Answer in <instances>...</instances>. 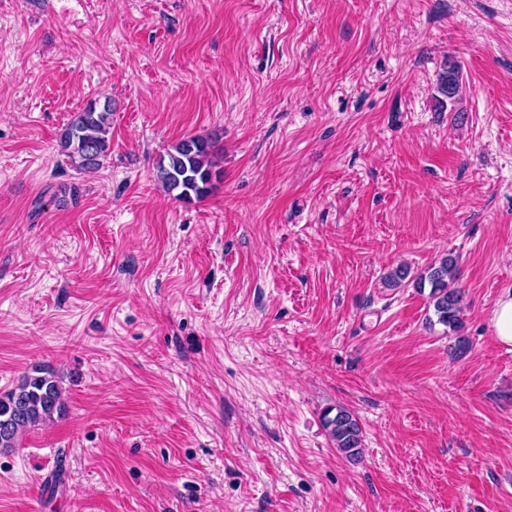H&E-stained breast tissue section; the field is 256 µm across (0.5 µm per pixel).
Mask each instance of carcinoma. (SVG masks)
Returning a JSON list of instances; mask_svg holds the SVG:
<instances>
[{"label": "carcinoma", "mask_w": 512, "mask_h": 512, "mask_svg": "<svg viewBox=\"0 0 512 512\" xmlns=\"http://www.w3.org/2000/svg\"><path fill=\"white\" fill-rule=\"evenodd\" d=\"M459 89V68L450 63L439 78L438 92L452 101ZM111 125L112 101L105 100L101 107L91 103L74 113L61 133V147L69 151V156L78 158L81 167L93 170L110 147ZM156 170L162 187L181 200L206 196L212 180L221 175L214 146L202 136L186 137L174 144L160 156ZM409 280L421 290L430 287L429 298L438 323L452 330L460 327L463 292L454 286L457 266L453 258H442L414 278L411 268L400 264L384 275L383 284L399 288ZM63 406L62 386L54 373L36 366L24 373L15 387L0 393V428L6 423L11 426L8 435L0 434V450L18 447L23 434L53 421L61 415ZM322 421L339 453L350 460L362 456L363 431L353 412L345 407L330 408L323 413Z\"/></svg>", "instance_id": "cac0c4a2"}]
</instances>
